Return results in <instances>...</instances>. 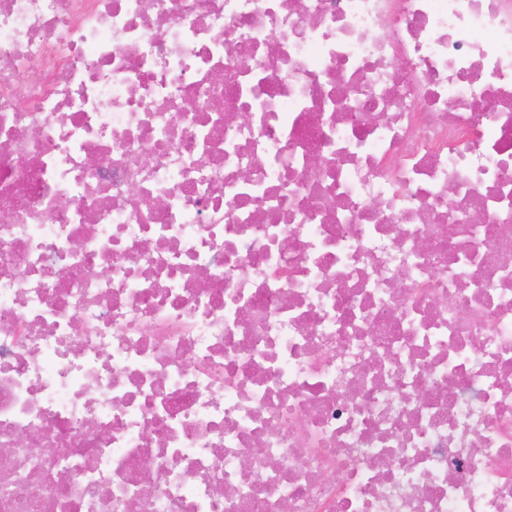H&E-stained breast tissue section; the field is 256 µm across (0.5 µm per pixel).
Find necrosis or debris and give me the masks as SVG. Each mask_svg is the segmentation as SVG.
<instances>
[{
    "label": "necrosis or debris",
    "mask_w": 512,
    "mask_h": 512,
    "mask_svg": "<svg viewBox=\"0 0 512 512\" xmlns=\"http://www.w3.org/2000/svg\"><path fill=\"white\" fill-rule=\"evenodd\" d=\"M1 212L0 512H512V0H0Z\"/></svg>",
    "instance_id": "4bbe7bcc"
}]
</instances>
